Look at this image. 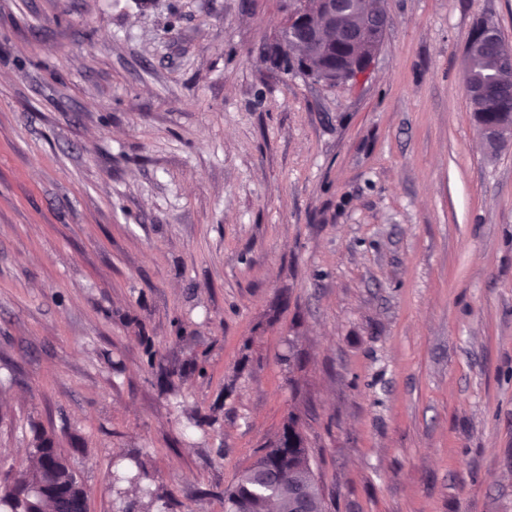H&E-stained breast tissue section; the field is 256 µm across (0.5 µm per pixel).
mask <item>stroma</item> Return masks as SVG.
Masks as SVG:
<instances>
[{
	"mask_svg": "<svg viewBox=\"0 0 512 512\" xmlns=\"http://www.w3.org/2000/svg\"><path fill=\"white\" fill-rule=\"evenodd\" d=\"M385 3L328 86L266 59L284 0H0V481L39 425L87 512L133 457L224 512L294 419L328 512H512V141L464 84L512 0Z\"/></svg>",
	"mask_w": 512,
	"mask_h": 512,
	"instance_id": "obj_1",
	"label": "stroma"
}]
</instances>
